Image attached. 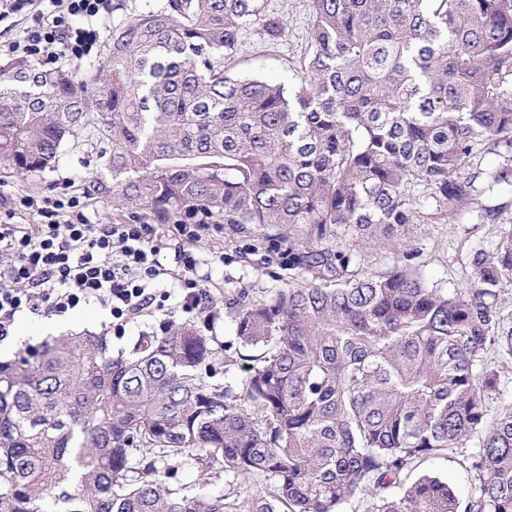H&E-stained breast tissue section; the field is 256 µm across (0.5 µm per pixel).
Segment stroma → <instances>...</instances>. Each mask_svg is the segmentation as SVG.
<instances>
[{
  "label": "stroma",
  "instance_id": "obj_1",
  "mask_svg": "<svg viewBox=\"0 0 512 512\" xmlns=\"http://www.w3.org/2000/svg\"><path fill=\"white\" fill-rule=\"evenodd\" d=\"M268 10L281 15L288 26L287 37L277 44L264 42L261 35L246 34L243 42L244 62L238 73L289 82L298 64L310 30L309 0H266ZM108 143L101 138H79L68 141L61 149L55 167L42 173L20 175L0 167V192L53 196L62 189L83 196L87 211L98 224H124L141 219L167 232L172 224L139 206L113 205L111 193L101 190ZM512 223V207L496 221L477 223L474 212L464 213L459 223L418 220L404 232L389 237L358 241L338 236L335 247L352 251L365 267L378 270L390 265L406 252L416 251V264L421 266L429 282L453 289L460 287L471 274L470 254L476 245L496 244L506 224ZM268 243L263 233L239 234L224 227L197 243L195 250L203 259L204 287L215 311L212 336L215 348L235 342L233 325L225 313L224 301L243 288L274 290L284 287L288 273L277 263L268 262ZM104 315L94 306L77 310L64 321L44 318H22L25 331L0 342V360H10L38 349L53 337L83 330H100Z\"/></svg>",
  "mask_w": 512,
  "mask_h": 512
}]
</instances>
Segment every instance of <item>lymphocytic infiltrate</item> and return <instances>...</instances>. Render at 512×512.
Wrapping results in <instances>:
<instances>
[{
    "label": "lymphocytic infiltrate",
    "mask_w": 512,
    "mask_h": 512,
    "mask_svg": "<svg viewBox=\"0 0 512 512\" xmlns=\"http://www.w3.org/2000/svg\"><path fill=\"white\" fill-rule=\"evenodd\" d=\"M112 0H0V19L26 13L37 27L5 45L6 55L35 63L68 57L79 61L99 39L95 21L111 13ZM82 18L77 27L73 18ZM34 214L38 223H25ZM209 224H178L172 234L138 220L96 224L81 196L0 193V341L23 315L65 319L77 309L99 306L104 333L124 334L129 324L182 311L209 329L210 300L198 273L197 242ZM173 250V265L159 256Z\"/></svg>",
    "instance_id": "f902f5d3"
}]
</instances>
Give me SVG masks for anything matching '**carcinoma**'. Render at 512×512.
Segmentation results:
<instances>
[{"label":"carcinoma","mask_w":512,"mask_h":512,"mask_svg":"<svg viewBox=\"0 0 512 512\" xmlns=\"http://www.w3.org/2000/svg\"><path fill=\"white\" fill-rule=\"evenodd\" d=\"M310 5L288 85L224 70L244 33L287 36L261 0H164L112 26L100 67L0 66V163L16 172L86 131L111 146L115 203L308 227L274 247L286 287L225 300L236 348L185 322L115 356L87 330L0 362V512H512V403L491 412L512 361V226L453 290L412 252L372 270L331 245L426 203L450 224L506 210L482 199L512 191V0ZM479 145L498 164L473 170ZM220 359L246 374L215 380ZM449 451L468 496L407 482ZM183 457L222 493L158 466Z\"/></svg>","instance_id":"1"}]
</instances>
